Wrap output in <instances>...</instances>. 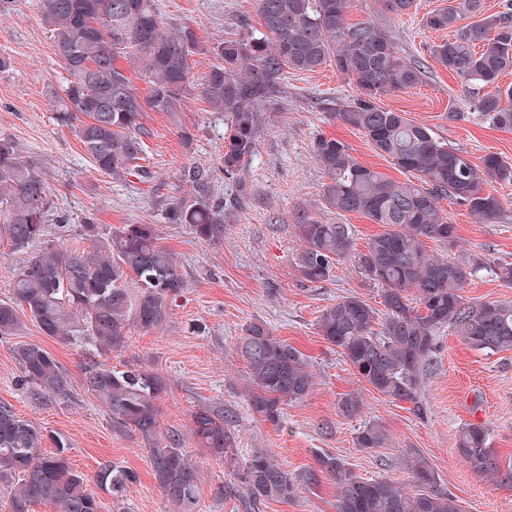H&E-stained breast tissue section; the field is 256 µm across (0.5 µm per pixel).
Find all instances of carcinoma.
<instances>
[{"mask_svg": "<svg viewBox=\"0 0 512 512\" xmlns=\"http://www.w3.org/2000/svg\"><path fill=\"white\" fill-rule=\"evenodd\" d=\"M382 3L378 14L350 23L346 14L352 0H256L260 27L245 25L238 39H213L208 51L217 62L198 82L192 65L202 51L198 38L188 27L165 24L157 0H40V15L67 73L63 89L48 90L55 119L75 126L93 168L115 178L154 179V172L140 164L149 135L146 113L179 112L193 90L210 111L224 114V172L232 175L254 154L260 112L284 74L315 72L329 64L348 79L354 94L336 110L338 121L360 131L408 179L393 180L358 161L342 140L317 138L313 156L329 177L326 205L340 216L360 213L384 231L359 252L351 225L299 213L297 270L303 280L321 283L338 262L356 261L380 292L383 318L350 294L322 311L318 331L341 350L358 380L420 412L424 367L441 328H453L476 350H512V302L474 303L462 295L485 262L449 255L457 228L443 206L445 201L458 204L482 224L496 222L503 202L489 186L511 183L512 164L489 153L476 165L430 127L377 104L384 95L417 87L423 76L421 66L401 56L387 26L390 16L409 13L414 0ZM424 26L449 32L432 44V57L486 90L477 110L493 127L511 131L512 85L502 87L500 77L512 71V3L488 14L484 0H448L425 17ZM123 55L130 57L127 68L118 64ZM132 69L148 78L147 93L133 84ZM178 181L188 192L166 204L168 222L188 225L202 242L220 243L224 201L213 198L211 171L185 165ZM51 209L42 173L12 138L1 136L0 238L17 251L40 249L14 270L11 296L0 300V340L20 335V308L57 343L67 345L81 336L99 356L117 349L130 330L148 332L166 322L185 281L175 254L160 244L158 225L124 224L104 231L90 216L83 225L89 245L75 251L46 240ZM430 241L444 253H429ZM12 354L33 396L50 403L68 397L62 367L44 347L18 342ZM238 354L248 368L252 411L279 425L284 406L312 388L310 364L261 322L245 327ZM83 386L106 406L114 431L148 448L172 512H196L200 469L180 436L160 429L164 378L138 363L113 370L95 361L85 368ZM191 432L201 447L237 466L223 412L199 407ZM45 439L40 426L0 403V486L10 489L13 512H28L31 503L49 512H99L90 482L116 502L137 482L133 470L115 462L101 465L91 480L71 466L66 438L56 436L50 454L41 451ZM388 441L387 430L377 422L355 436L362 450L383 448ZM456 448L475 474L512 486V468L501 467L484 426L463 427ZM317 463L336 482V512H461L458 500L437 486L434 471L420 456L406 463L412 488L385 475L360 478L334 455L323 453ZM235 478V487L254 502H287L299 490L298 478L264 449L254 450Z\"/></svg>", "mask_w": 512, "mask_h": 512, "instance_id": "1", "label": "carcinoma"}]
</instances>
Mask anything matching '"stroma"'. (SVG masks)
Segmentation results:
<instances>
[{"label":"stroma","instance_id":"1","mask_svg":"<svg viewBox=\"0 0 512 512\" xmlns=\"http://www.w3.org/2000/svg\"><path fill=\"white\" fill-rule=\"evenodd\" d=\"M157 3L165 22L193 29L203 46L217 37L240 36L241 19L258 22L255 0ZM446 3L415 0L409 14L391 19L394 41L404 56L420 64L424 76L416 88L384 97L381 104L427 125L473 162L489 153L512 162V131L484 121L474 107L477 88L450 74L430 54L429 46L439 36L424 27L423 19ZM0 55L11 60L10 68L0 71V134L14 139L38 166L51 190L55 213L69 218L64 233L54 217L48 218L50 239L70 248L87 247L81 224L90 213L108 228L155 224L184 274L185 287L169 319L146 333L132 331L123 348L101 358L84 339L62 345L44 336L33 322H25L22 340L40 344L59 361L69 390L64 400H35L21 382L12 340L0 341V403L10 404L45 434L67 438L70 463L86 476H95L108 461L137 473L122 504L99 493L100 512H170V505L154 479L147 450L113 432L106 407L85 392V368L95 359L108 368L135 360L166 378L168 392L159 402L161 429L181 436L183 448L201 471L197 512H335L336 503V483L324 475L317 484L303 486L291 501L249 504L234 491L235 479L223 460L198 447L190 434L191 414L201 405L222 411L230 420L239 459L255 449H267L301 477L315 469L317 454L327 453L359 477L384 474L406 483L411 475L405 459L416 452L426 458L438 486L459 500L463 512H512V489L479 477L455 448L459 430L480 424L488 429L500 460L512 464V350L478 351L451 328H442L424 373L425 412L418 415L410 404L390 401L359 382L337 348L318 331L322 310L342 296L354 293L375 307L380 298L352 260L337 264L325 282H302L295 264L300 249L295 213L303 210L330 224L352 225L359 250L382 227L361 215L341 216L326 208L328 177L313 158L314 140H343L362 163L392 179L402 177L362 134L336 119L335 109L353 93L344 76L328 66L286 74L268 111L260 116L256 152L235 178L223 171V114L206 111L193 97L177 115L148 113L151 136L144 163L155 178L142 183L97 172L74 128L55 121L45 91L62 83L64 71L40 21L37 0H20L16 12L0 20ZM452 109L461 112L460 120H449ZM183 128L194 135L191 147H184L180 139ZM193 162L212 170L215 198L229 201L239 192L247 194L243 209L226 213L224 240L217 245L198 240L187 225L169 224L163 217L166 203L181 193L179 171ZM491 189L503 202L496 223H477L460 205L445 208L457 227L455 256L478 257L487 264L463 290L470 302L512 301V286L492 269L494 263L512 262V183L495 182ZM254 321L265 323L303 353L315 375L309 394L285 405L277 426L253 414L246 366L237 351L244 327ZM352 393L360 396L362 406L349 416L341 402ZM369 421L387 429L385 447H355L358 428Z\"/></svg>","mask_w":512,"mask_h":512}]
</instances>
